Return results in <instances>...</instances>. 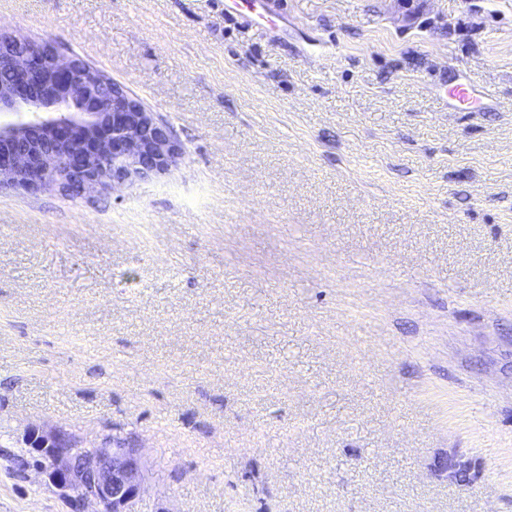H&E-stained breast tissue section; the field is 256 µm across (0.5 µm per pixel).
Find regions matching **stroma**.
Instances as JSON below:
<instances>
[{
    "label": "stroma",
    "instance_id": "obj_1",
    "mask_svg": "<svg viewBox=\"0 0 512 512\" xmlns=\"http://www.w3.org/2000/svg\"><path fill=\"white\" fill-rule=\"evenodd\" d=\"M5 35L183 154L0 188V512H71L51 429L139 443L135 512H512V0H0Z\"/></svg>",
    "mask_w": 512,
    "mask_h": 512
}]
</instances>
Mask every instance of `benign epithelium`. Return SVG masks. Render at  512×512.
Wrapping results in <instances>:
<instances>
[{"label":"benign epithelium","mask_w":512,"mask_h":512,"mask_svg":"<svg viewBox=\"0 0 512 512\" xmlns=\"http://www.w3.org/2000/svg\"><path fill=\"white\" fill-rule=\"evenodd\" d=\"M0 187L52 185L81 197L161 174L183 154L172 128L115 84L104 108L91 104L105 88L78 56L51 45L0 42ZM44 459L42 473L73 512H134L143 466L136 445L114 439L83 447L62 431L33 430L26 439Z\"/></svg>","instance_id":"obj_1"}]
</instances>
